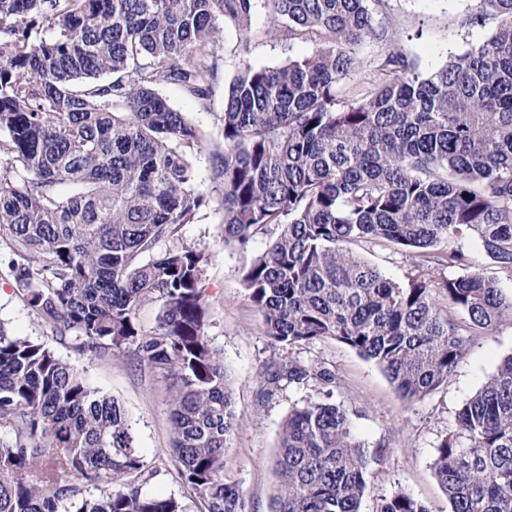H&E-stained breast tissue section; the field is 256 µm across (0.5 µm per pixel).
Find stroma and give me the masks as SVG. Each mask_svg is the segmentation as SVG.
<instances>
[{"instance_id":"35a3bbf8","label":"stroma","mask_w":512,"mask_h":512,"mask_svg":"<svg viewBox=\"0 0 512 512\" xmlns=\"http://www.w3.org/2000/svg\"><path fill=\"white\" fill-rule=\"evenodd\" d=\"M474 0H391L389 26L394 39L381 43L365 39L356 49L361 62L359 81L372 83L381 76L380 67L391 53H404L419 71L429 72L446 63L491 33V26H461L460 20ZM265 11L253 18L254 35L242 44L234 28H226L215 50L223 59L218 80L230 82L242 63L272 67L289 54L302 55L304 44L287 47L266 38ZM175 110L183 112L207 135L210 145L222 144L218 114L221 96H214L210 110L183 94L173 84L158 88ZM224 209L213 200L198 223L184 226L187 242L210 255L207 282L210 288L208 334L220 349L228 378L233 384L234 430L225 450L229 481L246 493L250 512H269L279 484L274 460L281 424L293 405L316 398L311 386L292 385L274 398L260 395L259 371L276 354L265 334L264 319L248 302L242 271L265 246L256 237L247 249L224 243ZM358 254L378 267L386 277L404 285L414 273L409 258L399 251L378 245H362ZM0 322L21 336L41 337L45 330L34 318L15 289L6 265L0 264ZM56 354L83 371L101 394L115 399L131 421L139 448L158 466V475L148 492L179 497L186 512H199L200 505L190 489L177 480L169 457L171 416L168 379L147 372L130 361L110 357L92 358L75 343L54 344ZM512 354V325H503L489 335L474 337L464 359L447 383L423 399H401L383 371L350 347L332 340L313 342L298 351L305 362H321L336 375L333 401L351 417L357 436L375 457L367 473V491L360 512H379L383 499L403 490L422 501L429 512H450L448 498L433 471L438 442L455 429V417L495 373L501 359Z\"/></svg>"}]
</instances>
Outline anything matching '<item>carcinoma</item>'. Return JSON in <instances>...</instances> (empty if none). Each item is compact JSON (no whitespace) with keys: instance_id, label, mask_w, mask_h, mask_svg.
<instances>
[{"instance_id":"carcinoma-1","label":"carcinoma","mask_w":512,"mask_h":512,"mask_svg":"<svg viewBox=\"0 0 512 512\" xmlns=\"http://www.w3.org/2000/svg\"><path fill=\"white\" fill-rule=\"evenodd\" d=\"M474 2L463 24L495 21L487 38L426 74L393 54L389 75L343 100L355 47L391 40L390 0H0V248L53 341L170 377L176 476L200 512L248 507L224 474L234 410L207 334L209 255L182 238L211 202L192 163L207 137L158 86L209 107L216 43L227 27L250 43L260 4L266 36L311 46L238 69L209 156L224 244L266 237L243 271L280 351L261 393H331L332 370L294 352L333 339L412 402L447 383L472 337L512 324V295L476 272L401 286L347 245L461 269L459 243L476 237L512 277V0ZM369 464L348 414L309 399L282 423L271 512H359ZM433 469L451 512H512V354L458 411ZM157 473L117 402L0 324V512H184L145 491ZM380 512L429 510L400 490Z\"/></svg>"}]
</instances>
